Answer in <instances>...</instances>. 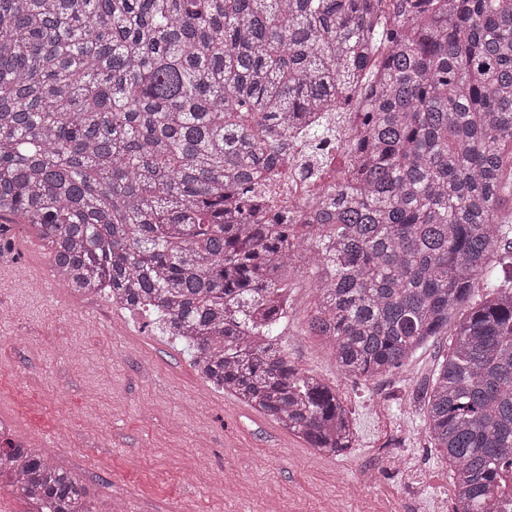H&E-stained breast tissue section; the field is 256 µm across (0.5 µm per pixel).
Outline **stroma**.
<instances>
[{"label":"stroma","instance_id":"obj_1","mask_svg":"<svg viewBox=\"0 0 512 512\" xmlns=\"http://www.w3.org/2000/svg\"><path fill=\"white\" fill-rule=\"evenodd\" d=\"M14 227L0 254V416L112 512H433L454 499L447 462L425 432L419 387L445 337L370 381L342 375L304 321L313 278L292 277L283 347L289 361L336 387L352 411L353 448L314 455L274 421L214 391L150 316L59 288L43 243ZM384 461L369 495L349 482ZM411 463L413 475L402 472Z\"/></svg>","mask_w":512,"mask_h":512}]
</instances>
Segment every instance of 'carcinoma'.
Masks as SVG:
<instances>
[{
    "mask_svg": "<svg viewBox=\"0 0 512 512\" xmlns=\"http://www.w3.org/2000/svg\"><path fill=\"white\" fill-rule=\"evenodd\" d=\"M360 85L351 178L299 224L275 204L288 141L336 137ZM507 142L512 0H0V233L31 225L74 295L149 304L225 393L333 459L349 408L282 348L296 263L346 377L395 372L458 314L422 393L456 512H512ZM4 467L36 512H94L41 449L1 437Z\"/></svg>",
    "mask_w": 512,
    "mask_h": 512,
    "instance_id": "1",
    "label": "carcinoma"
}]
</instances>
